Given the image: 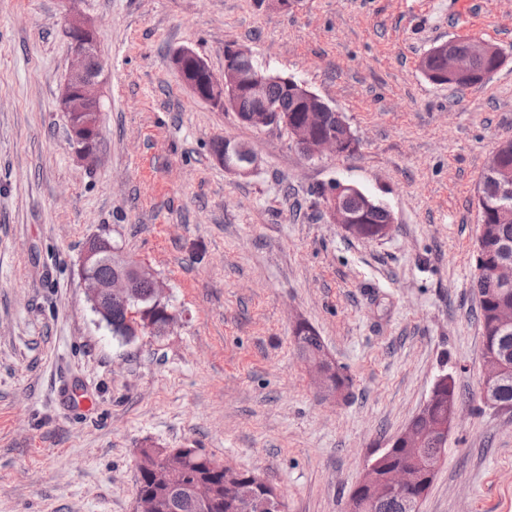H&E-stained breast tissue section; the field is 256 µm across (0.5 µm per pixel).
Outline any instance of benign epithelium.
Segmentation results:
<instances>
[{
    "label": "benign epithelium",
    "instance_id": "1",
    "mask_svg": "<svg viewBox=\"0 0 512 512\" xmlns=\"http://www.w3.org/2000/svg\"><path fill=\"white\" fill-rule=\"evenodd\" d=\"M64 30L72 45V64L67 73L62 93V107L66 114L79 113L83 122L77 127L69 141L73 153L84 161L91 162L96 154V142L100 127L102 101L100 87L103 82L104 62L98 52L96 30L93 24L67 9L64 14ZM485 50V45L473 41L463 49L457 40L450 39L431 49V53L450 62L463 76L483 81L486 72H478L472 67V55L476 50ZM171 64L179 72L184 84L196 96H204L219 109H232L241 95L252 102L251 108L240 117L245 124L256 128L282 127L298 149L309 157L324 154L340 156L344 154L342 146L355 145L349 137L336 140V132L330 131L321 137L310 135V129L321 125V116L311 109L312 104L325 110L329 104L320 96L308 90L289 77L267 74L257 69L249 53L240 46L224 47V72L215 74L206 62L193 50L183 48L171 57ZM269 83L280 84L284 91L291 93L304 109V119L300 124H288V117L273 109L265 98V87ZM216 160L224 165V171L247 175L256 167V158L252 153H243L242 147L228 139L224 148L215 154ZM353 185L334 183L330 185L323 198V207L331 222L340 226L348 235L360 237V226L356 218L346 210L344 201ZM96 250L88 246L80 259V276L87 303L91 310L103 321L111 316L112 297L138 296L136 288L144 277L146 266L127 259L124 268L107 277H93L85 271L95 258ZM491 276L502 289L512 288V264L497 260L491 269ZM484 372L481 385L482 400L485 405L497 410L512 412V405L501 403L496 395V387L512 366L508 364L501 351L493 347L483 348ZM315 360L310 363L315 373L319 390L325 399L338 403L344 400L347 390L338 389L326 378L327 365ZM453 378L448 373L438 375L432 385L430 395L422 408L411 418L405 429L386 444V449L367 465L359 482L365 492L362 499L354 498L350 503V512H376L382 498L388 496L402 502L405 512H421V504L428 494L438 466L443 460L448 437L463 417V405L455 404L448 410V419L442 420L423 434H418L416 422L424 416L438 401ZM415 440L421 446L417 455L408 461H396L395 453L399 448ZM150 455L153 463H144L145 455ZM201 456L198 448H142L139 450L135 465L138 468L149 466L153 479L159 487L175 493L190 496L203 512L213 504V494L206 483L177 485L175 480L183 472L188 460ZM229 499L236 512H281L282 502L278 491L265 485V492L259 495L247 491L241 483L232 486Z\"/></svg>",
    "mask_w": 512,
    "mask_h": 512
}]
</instances>
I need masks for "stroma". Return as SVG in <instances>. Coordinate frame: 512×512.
<instances>
[{
	"mask_svg": "<svg viewBox=\"0 0 512 512\" xmlns=\"http://www.w3.org/2000/svg\"><path fill=\"white\" fill-rule=\"evenodd\" d=\"M462 2L78 0L108 68L92 165L60 105L62 0H0V512H134L149 446L256 473L284 512H349L443 369L466 415L421 512H512V413L480 398L472 288L479 183L512 138V0ZM457 37L502 49L484 84L424 75ZM231 43L342 112L357 149L305 157L170 63L189 48L219 74ZM224 138L254 151L252 173L215 161ZM337 181L387 204L389 235L330 222L319 191ZM97 235L164 283L165 333L122 344L99 323L79 277ZM299 320L351 379L345 401H325L297 357Z\"/></svg>",
	"mask_w": 512,
	"mask_h": 512,
	"instance_id": "obj_1",
	"label": "stroma"
}]
</instances>
